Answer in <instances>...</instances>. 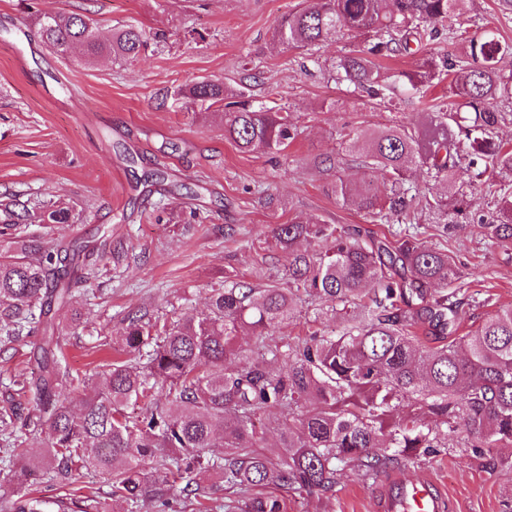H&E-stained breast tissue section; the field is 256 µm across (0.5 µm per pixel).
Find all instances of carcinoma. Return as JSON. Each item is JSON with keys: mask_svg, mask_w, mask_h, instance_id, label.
<instances>
[{"mask_svg": "<svg viewBox=\"0 0 512 512\" xmlns=\"http://www.w3.org/2000/svg\"><path fill=\"white\" fill-rule=\"evenodd\" d=\"M465 5L307 0L282 16L276 38L310 49L341 29L355 34L362 43L339 57L337 80L351 94L382 102L386 83L378 58L408 54L411 42L436 39L429 24ZM39 25L45 45L62 55L78 47L87 61L132 60L151 40L145 29L128 24L104 41L94 20L81 14H47ZM466 50V64L449 88L456 106L438 109L417 132L397 123L356 129V166L381 170L385 182L337 176L336 158L314 159L315 167L334 175L331 192L373 223L406 219L415 203L446 217L448 206L462 209L453 192L457 176L467 174L475 190L496 173H512V148L494 137L502 119L497 103L508 93L498 63L512 46L485 34L467 40ZM432 67L428 58L408 76L424 106ZM249 90L243 84L230 101L224 84L200 81L177 93L222 106L224 139L239 151L285 152L299 136L291 113L253 105ZM463 109L473 114L466 123L458 118ZM413 164L448 183V192L427 197L412 191L406 175ZM81 222L82 214L52 198L0 199V338L13 342L32 324L41 330L38 374L29 382L37 409L26 413L14 405L0 415V429L25 435L49 429L39 456L28 459L15 449L22 459L8 482L16 492L0 499V512H111L117 500L132 508L145 498L165 503L177 487L190 506L225 490L234 494L217 505L225 512H288V497H323L344 470L371 478L445 447L448 435L460 436L481 468L512 467V307L456 337L463 301L448 287L462 275L448 252L413 237L393 246L313 218L295 217L274 230L288 253L284 282L265 288L234 282L210 296L205 312L163 325L129 314L123 335L112 338V348L128 359L103 366L98 390L74 411L57 393L86 380L54 358L55 314L78 286L68 268L85 247L59 237L49 249L41 238L22 235V228L40 224L52 232ZM478 230L512 245V204ZM304 298L340 316L342 329L330 336L314 331L297 345L274 341L272 332L295 317ZM420 328L439 345L423 344ZM242 335L262 345L261 357L241 355ZM136 403L141 412L131 416L126 408ZM269 429L277 435L275 456L263 449ZM218 445L224 454H209ZM79 469L98 472L108 491L69 500L27 492L34 484L67 483ZM208 473L219 484L204 486Z\"/></svg>", "mask_w": 512, "mask_h": 512, "instance_id": "cac0c4a2", "label": "carcinoma"}]
</instances>
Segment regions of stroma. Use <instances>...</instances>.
I'll return each instance as SVG.
<instances>
[{
  "mask_svg": "<svg viewBox=\"0 0 512 512\" xmlns=\"http://www.w3.org/2000/svg\"><path fill=\"white\" fill-rule=\"evenodd\" d=\"M302 5L303 0H0V194L54 197L85 217L65 227L68 237L91 243L108 231L128 249L61 313L70 369L88 376L115 359L104 340L122 333L129 313L145 310L162 321L198 314L226 278L257 288L281 281L284 252L260 249L259 243L294 216L401 240L403 224H370L363 212L328 193L313 160L344 154L360 125L422 127L427 114L414 104L416 91L407 79L417 58H381L394 91L385 106L373 108L335 80L338 58L356 43L351 33L340 31L309 50L274 41L281 16ZM74 13L95 18L105 38L135 23L158 39L124 65L109 58L88 65L75 54L62 57L43 44L38 22L46 14ZM438 28V39L424 55L440 72L429 96L442 104L467 37L490 29L512 43V6L471 0L463 16ZM249 70L258 77L256 103L288 109L301 130L286 154L239 152L225 140L213 109L179 93L201 80L234 89ZM269 196L274 206L266 205ZM506 196L512 198V174L504 173L481 187L461 213L449 214L456 229L447 236L431 215L413 214L418 242L448 251L462 271V294L470 299L458 327L462 334L488 313L512 306V245L486 241L475 229L496 220ZM75 309L89 320L71 329L67 323ZM339 325V319L305 304L275 335L297 344L309 329L327 335ZM36 341L32 335L0 343V408L15 401L33 407L32 392L20 383L36 367ZM395 477L432 482L452 512H512V469L487 473L452 440L370 480L344 472L331 496L290 497L288 512H378L380 495Z\"/></svg>",
  "mask_w": 512,
  "mask_h": 512,
  "instance_id": "obj_1",
  "label": "stroma"
}]
</instances>
